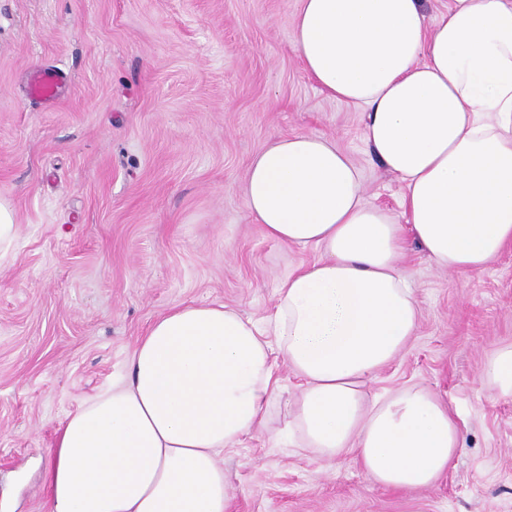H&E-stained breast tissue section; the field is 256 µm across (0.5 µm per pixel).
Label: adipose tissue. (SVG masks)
<instances>
[{
    "instance_id": "1",
    "label": "adipose tissue",
    "mask_w": 512,
    "mask_h": 512,
    "mask_svg": "<svg viewBox=\"0 0 512 512\" xmlns=\"http://www.w3.org/2000/svg\"><path fill=\"white\" fill-rule=\"evenodd\" d=\"M291 47L320 91L365 111L366 145L404 185L402 218L365 203L335 141H270L247 169V214L315 259L279 281L264 323L215 302L156 319L122 377L63 424L48 512H232L218 459L263 424L275 352L301 381L288 428L318 458L352 452L374 483L411 489L461 451L440 396L363 385L418 327L409 244L460 273L512 248V0H448L435 19L426 0H300ZM481 388L512 397V345Z\"/></svg>"
}]
</instances>
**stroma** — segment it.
Listing matches in <instances>:
<instances>
[{
    "mask_svg": "<svg viewBox=\"0 0 512 512\" xmlns=\"http://www.w3.org/2000/svg\"><path fill=\"white\" fill-rule=\"evenodd\" d=\"M299 0H0V199L20 236L0 268V512H46L48 450L111 385L157 316L220 302L255 320L312 256L266 237L244 207L252 157L282 135L335 139L367 204L401 215L403 185L362 139L365 114L321 92L290 46ZM69 78L57 102L26 76ZM421 309L408 349L368 394L419 385L451 400L463 450L433 486L373 483L355 454L290 441L300 381L265 428L221 456L233 512H512V398L476 391L512 343V249L479 273L406 260Z\"/></svg>",
    "mask_w": 512,
    "mask_h": 512,
    "instance_id": "35a3bbf8",
    "label": "stroma"
}]
</instances>
